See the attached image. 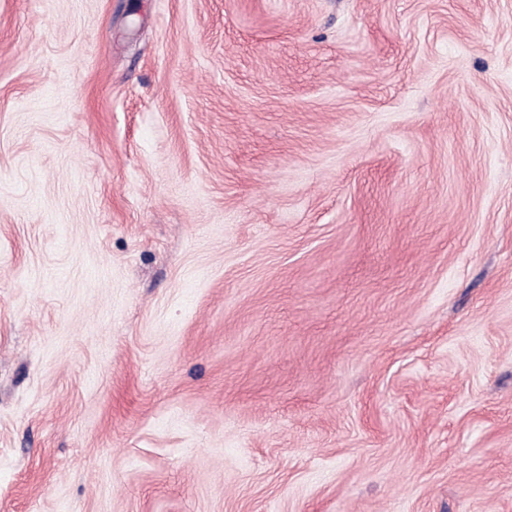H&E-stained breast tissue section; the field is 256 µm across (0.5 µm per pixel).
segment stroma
<instances>
[{"label":"stroma","instance_id":"obj_1","mask_svg":"<svg viewBox=\"0 0 512 512\" xmlns=\"http://www.w3.org/2000/svg\"><path fill=\"white\" fill-rule=\"evenodd\" d=\"M0 512H512V0H0Z\"/></svg>","mask_w":512,"mask_h":512}]
</instances>
